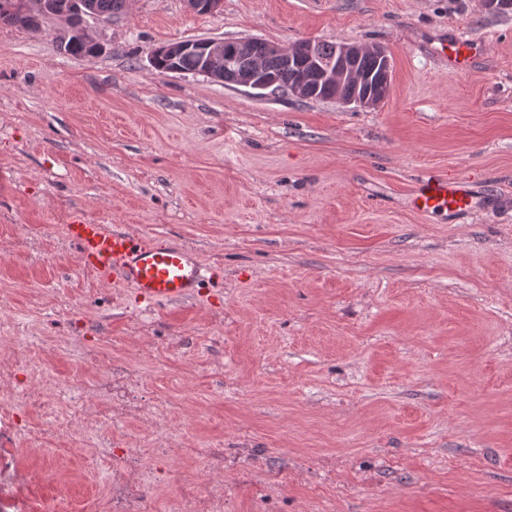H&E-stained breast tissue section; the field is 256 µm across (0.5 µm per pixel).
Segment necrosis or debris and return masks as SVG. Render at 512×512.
<instances>
[{
	"label": "necrosis or debris",
	"instance_id": "necrosis-or-debris-1",
	"mask_svg": "<svg viewBox=\"0 0 512 512\" xmlns=\"http://www.w3.org/2000/svg\"><path fill=\"white\" fill-rule=\"evenodd\" d=\"M106 388L98 402L99 418L83 436L98 481L91 508L93 512H150L151 492L170 482L186 485L189 478L184 472L159 467L173 455L169 434H154L144 448L113 449L105 424L135 414L140 406L131 383L113 378ZM87 403L85 389L54 379L30 357L28 337H18L10 361H0V413L6 415L15 442L25 443L33 435L22 411L37 408L44 431L53 436L66 433L71 420L83 418Z\"/></svg>",
	"mask_w": 512,
	"mask_h": 512
}]
</instances>
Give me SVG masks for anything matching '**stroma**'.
<instances>
[{"label":"stroma","mask_w":512,"mask_h":512,"mask_svg":"<svg viewBox=\"0 0 512 512\" xmlns=\"http://www.w3.org/2000/svg\"><path fill=\"white\" fill-rule=\"evenodd\" d=\"M63 29L0 25V318L49 373L141 378L115 439L171 433L199 492L229 512H512V11L484 0H129ZM481 40L465 74L439 34ZM383 47L369 108L163 74L186 39ZM469 178L492 209L432 220L410 193ZM175 241L218 273L200 298L151 304L85 267L75 214ZM172 411L155 415L152 402ZM40 480L0 484L6 512L85 507V463L44 439L0 446ZM94 11L98 19L103 22H111L119 18L127 11V0H93Z\"/></svg>","instance_id":"stroma-1"}]
</instances>
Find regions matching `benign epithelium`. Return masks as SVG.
Masks as SVG:
<instances>
[{"mask_svg": "<svg viewBox=\"0 0 512 512\" xmlns=\"http://www.w3.org/2000/svg\"><path fill=\"white\" fill-rule=\"evenodd\" d=\"M187 8L192 12L211 13L222 6V0H184ZM23 11L35 14V22H41L44 17L59 16L69 19H78L80 24L77 32L85 39L90 36L84 28L85 18L92 16V7L87 0H26ZM224 45L222 39H197L195 41L180 40L170 42L157 49V53L173 60L187 52L195 53L199 58V67L193 72L195 76H204L214 81L250 88L253 90H267L276 86V77L268 72L261 73L249 69H220L224 62ZM370 50L378 53L383 62L384 71L390 72L391 60L382 48L374 46L367 49L359 44L340 43L336 45L334 55L323 57L314 42H308V58L306 64L310 65L317 74L319 83L336 88L335 100L343 106L368 108L379 103V100L370 95L346 98L341 94L343 84L350 81H360L355 74L354 63L364 51Z\"/></svg>", "mask_w": 512, "mask_h": 512, "instance_id": "obj_1", "label": "benign epithelium"}]
</instances>
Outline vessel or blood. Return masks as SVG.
<instances>
[{"mask_svg": "<svg viewBox=\"0 0 512 512\" xmlns=\"http://www.w3.org/2000/svg\"><path fill=\"white\" fill-rule=\"evenodd\" d=\"M435 51L450 70L462 73L485 54L486 46L451 34L438 39ZM411 203L422 215L445 217L471 213L479 200L464 178L428 175L416 183ZM67 236L86 267L112 282L130 285L150 302L190 299L216 277L213 268L184 245L112 229L80 214L68 224Z\"/></svg>", "mask_w": 512, "mask_h": 512, "instance_id": "vessel-or-blood-1", "label": "vessel or blood"}]
</instances>
